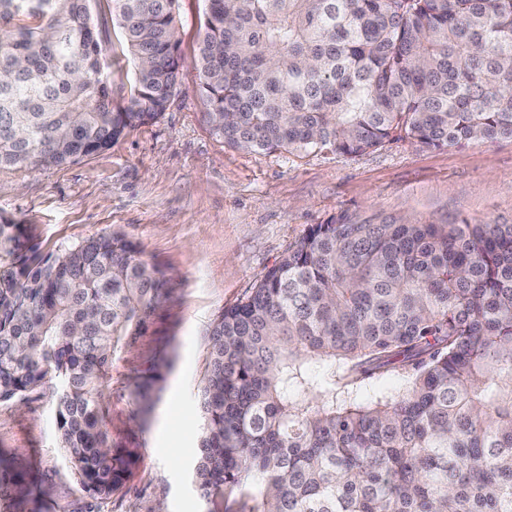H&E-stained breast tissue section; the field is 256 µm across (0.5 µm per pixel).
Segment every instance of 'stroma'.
<instances>
[{
    "label": "stroma",
    "mask_w": 512,
    "mask_h": 512,
    "mask_svg": "<svg viewBox=\"0 0 512 512\" xmlns=\"http://www.w3.org/2000/svg\"><path fill=\"white\" fill-rule=\"evenodd\" d=\"M89 8L109 63L114 100L130 95L133 63L107 0ZM206 0H179L180 86L155 123L127 129L106 150L38 171L0 169V216L58 255L118 231L171 276L145 334L112 359L110 425L139 448L125 496L96 500L76 484L59 446L52 394L0 403V448L53 495L45 512H205L190 480L201 438L199 384L215 314L315 224L343 215L422 224H512V140L427 148L392 137L355 156L249 152L216 137L196 94ZM154 375L142 407L132 380Z\"/></svg>",
    "instance_id": "1"
}]
</instances>
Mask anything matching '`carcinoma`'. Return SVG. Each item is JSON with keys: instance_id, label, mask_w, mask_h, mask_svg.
Here are the masks:
<instances>
[{"instance_id": "obj_1", "label": "carcinoma", "mask_w": 512, "mask_h": 512, "mask_svg": "<svg viewBox=\"0 0 512 512\" xmlns=\"http://www.w3.org/2000/svg\"><path fill=\"white\" fill-rule=\"evenodd\" d=\"M88 2L0 0V168L77 162L166 112L178 0H112L136 68L121 102ZM198 64L210 129L240 150L512 138V0H207ZM168 281L121 233L50 258L0 220V403L52 390L94 499L139 460L108 429L112 358ZM200 409L207 512H512V224L312 226L215 315ZM49 494L0 461L7 512Z\"/></svg>"}]
</instances>
